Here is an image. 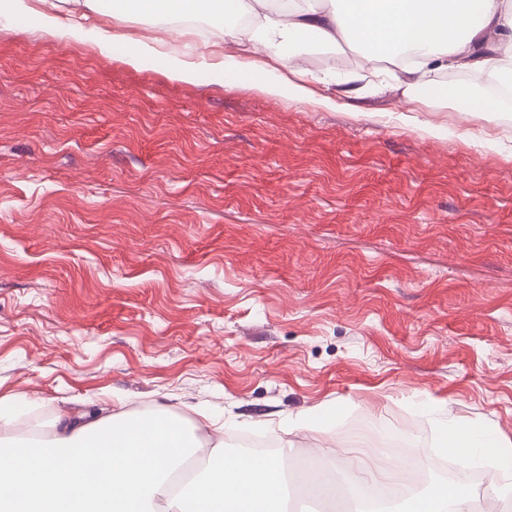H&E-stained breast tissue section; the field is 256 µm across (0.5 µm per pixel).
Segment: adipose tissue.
Segmentation results:
<instances>
[{
  "instance_id": "ef3b65f1",
  "label": "adipose tissue",
  "mask_w": 512,
  "mask_h": 512,
  "mask_svg": "<svg viewBox=\"0 0 512 512\" xmlns=\"http://www.w3.org/2000/svg\"><path fill=\"white\" fill-rule=\"evenodd\" d=\"M135 12L150 23L207 18L239 49L213 68L225 79L252 85L272 98L309 99L302 47H359L364 58L386 63L397 88L430 101L454 100L470 113L495 112L498 100L439 81L448 69H487L512 85V0H113L116 18ZM247 15L231 27L228 13ZM9 13L36 22L46 34L80 39L81 21H62L33 0H12ZM412 60H405V52ZM128 63L163 62L176 78L196 80L203 64L169 56L139 42ZM17 396L0 397V512H288V478L278 455L204 450L198 427L179 410L145 413L91 409L57 415L48 439L22 438ZM443 452L501 475L495 489L512 502V443L498 431L455 417L436 420ZM352 512H476L469 489L439 484L422 496L378 507L367 484H351Z\"/></svg>"
}]
</instances>
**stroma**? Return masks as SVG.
<instances>
[{"mask_svg":"<svg viewBox=\"0 0 512 512\" xmlns=\"http://www.w3.org/2000/svg\"><path fill=\"white\" fill-rule=\"evenodd\" d=\"M85 25L166 37L109 0ZM304 55L313 98L273 99L0 21V397L38 424L188 403L225 452L330 473L358 424L434 447L430 406L512 441V107L412 100L353 44ZM316 406L334 425L298 427Z\"/></svg>","mask_w":512,"mask_h":512,"instance_id":"1","label":"stroma"}]
</instances>
